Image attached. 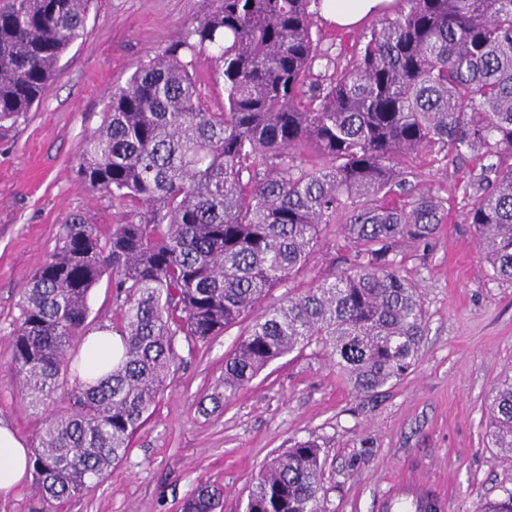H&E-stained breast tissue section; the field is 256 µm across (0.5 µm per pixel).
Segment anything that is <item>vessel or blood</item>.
Wrapping results in <instances>:
<instances>
[{
  "instance_id": "1",
  "label": "vessel or blood",
  "mask_w": 512,
  "mask_h": 512,
  "mask_svg": "<svg viewBox=\"0 0 512 512\" xmlns=\"http://www.w3.org/2000/svg\"><path fill=\"white\" fill-rule=\"evenodd\" d=\"M447 507L445 491L414 473L393 480L379 501L381 512H446Z\"/></svg>"
}]
</instances>
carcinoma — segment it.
<instances>
[{"instance_id": "1", "label": "carcinoma", "mask_w": 512, "mask_h": 512, "mask_svg": "<svg viewBox=\"0 0 512 512\" xmlns=\"http://www.w3.org/2000/svg\"><path fill=\"white\" fill-rule=\"evenodd\" d=\"M205 17L113 90L79 147L91 191L128 208L102 240L79 215L24 289L10 370L47 410L31 473L48 500L72 499L127 456L174 363L176 338L204 342L246 319L224 360V399L270 363L312 345L360 394L421 359L427 311L403 275L400 242L430 240L448 200L410 188L408 165L480 161L512 150V0H399L346 54L313 32L324 0H214ZM92 0L0 7V124L43 98L83 35ZM208 63L224 104L208 107ZM493 277L512 282V164L480 166L463 187ZM342 226L346 268L288 291L322 228ZM112 279V369L84 377L65 352L90 333L89 295ZM489 447L512 456V379L493 390ZM326 456L293 440L252 478L245 512H326ZM199 485L182 512H216ZM479 512H512V489ZM197 80L201 87V96L209 105H218L224 102V86L221 82H215L210 78L206 65L197 74Z\"/></svg>"}]
</instances>
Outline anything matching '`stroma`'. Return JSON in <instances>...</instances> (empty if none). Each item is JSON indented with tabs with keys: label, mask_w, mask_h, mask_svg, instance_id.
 <instances>
[{
	"label": "stroma",
	"mask_w": 512,
	"mask_h": 512,
	"mask_svg": "<svg viewBox=\"0 0 512 512\" xmlns=\"http://www.w3.org/2000/svg\"><path fill=\"white\" fill-rule=\"evenodd\" d=\"M213 0H94L85 32L26 117L0 129V423L36 447L42 417L7 371L22 290L62 242L66 215L79 213L108 235L121 210L77 176V150L97 129L113 88L161 51ZM477 162L421 157L409 181L447 199L448 220L428 243L398 259L420 286L428 312L422 357L403 380L375 395L355 393L326 352L310 347L268 365L222 406L224 359L238 330L196 345L177 339L168 384L126 458L82 495L47 501L33 480L0 500V512H181L200 484L223 492L221 512H245L252 476L292 439L314 437L327 455L328 512H377L402 470L444 485L447 512H477L481 499L512 488V457L490 448L492 390L512 378V283L490 275L476 231L464 219L462 186ZM337 227L296 285L341 267Z\"/></svg>",
	"instance_id": "stroma-1"
}]
</instances>
